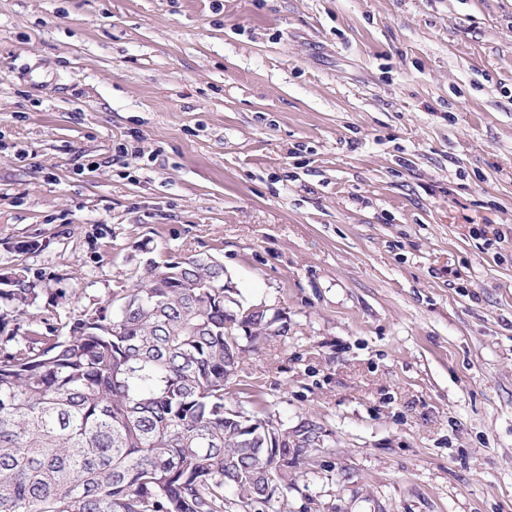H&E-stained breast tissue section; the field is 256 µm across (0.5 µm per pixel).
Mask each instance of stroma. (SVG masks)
<instances>
[{
  "mask_svg": "<svg viewBox=\"0 0 512 512\" xmlns=\"http://www.w3.org/2000/svg\"><path fill=\"white\" fill-rule=\"evenodd\" d=\"M148 248L288 322L269 512H512V0H0V274L66 322Z\"/></svg>",
  "mask_w": 512,
  "mask_h": 512,
  "instance_id": "obj_1",
  "label": "stroma"
}]
</instances>
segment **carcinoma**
<instances>
[{
	"label": "carcinoma",
	"mask_w": 512,
	"mask_h": 512,
	"mask_svg": "<svg viewBox=\"0 0 512 512\" xmlns=\"http://www.w3.org/2000/svg\"><path fill=\"white\" fill-rule=\"evenodd\" d=\"M3 284L0 326L39 294L23 267ZM226 291L211 255L148 257L106 305L0 336V512H267L323 427L226 402L244 353L288 335Z\"/></svg>",
	"instance_id": "obj_1"
}]
</instances>
